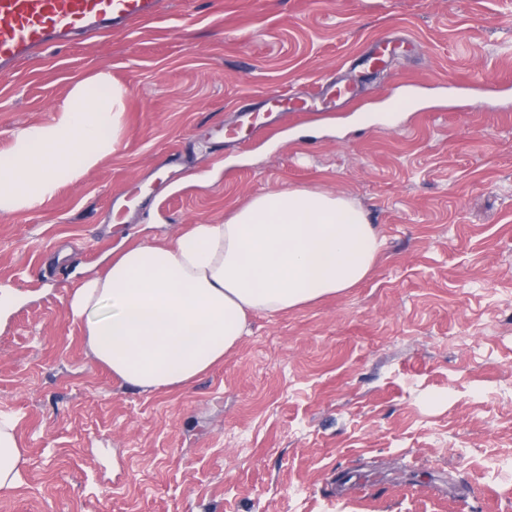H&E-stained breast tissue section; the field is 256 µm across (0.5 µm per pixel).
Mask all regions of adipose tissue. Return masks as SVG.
<instances>
[{
    "mask_svg": "<svg viewBox=\"0 0 512 512\" xmlns=\"http://www.w3.org/2000/svg\"><path fill=\"white\" fill-rule=\"evenodd\" d=\"M126 95L101 71L72 85L56 120L17 130L0 153V213L40 207L110 155ZM381 247L351 200L272 190L224 222L127 246L74 289L70 313L116 379L143 392L172 390L223 361L249 313L274 315L354 287ZM15 427L0 414V489L18 483L26 462Z\"/></svg>",
    "mask_w": 512,
    "mask_h": 512,
    "instance_id": "ef3b65f1",
    "label": "adipose tissue"
}]
</instances>
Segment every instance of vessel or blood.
<instances>
[{
  "label": "vessel or blood",
  "mask_w": 512,
  "mask_h": 512,
  "mask_svg": "<svg viewBox=\"0 0 512 512\" xmlns=\"http://www.w3.org/2000/svg\"><path fill=\"white\" fill-rule=\"evenodd\" d=\"M163 9L164 0H0V76L50 50L129 32L135 24L159 19ZM401 44L383 35L370 43L364 61L372 72L384 71ZM357 97L354 82L328 79L319 95L294 100L292 109L312 112L317 104H349Z\"/></svg>",
  "instance_id": "obj_1"
}]
</instances>
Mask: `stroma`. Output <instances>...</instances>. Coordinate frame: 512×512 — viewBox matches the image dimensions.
I'll use <instances>...</instances> for the list:
<instances>
[{
  "label": "stroma",
  "mask_w": 512,
  "mask_h": 512,
  "mask_svg": "<svg viewBox=\"0 0 512 512\" xmlns=\"http://www.w3.org/2000/svg\"><path fill=\"white\" fill-rule=\"evenodd\" d=\"M391 31L417 50L355 103L237 124L245 94H308ZM102 70L128 91L112 154L0 214V412L26 457L0 512H512V0H171L0 77V151ZM486 78L505 91L471 99ZM289 188L367 213L363 282L252 316L180 390L94 360L69 302L112 249Z\"/></svg>",
  "instance_id": "stroma-1"
}]
</instances>
